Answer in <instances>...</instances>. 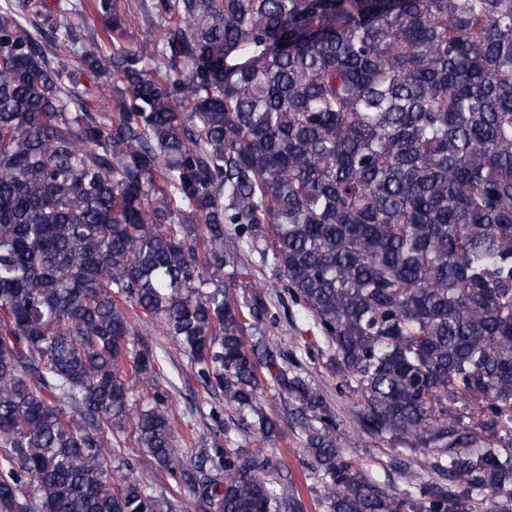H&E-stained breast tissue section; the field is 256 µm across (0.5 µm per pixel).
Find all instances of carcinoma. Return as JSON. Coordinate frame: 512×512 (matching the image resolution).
<instances>
[{"mask_svg": "<svg viewBox=\"0 0 512 512\" xmlns=\"http://www.w3.org/2000/svg\"><path fill=\"white\" fill-rule=\"evenodd\" d=\"M80 9L0 7V512H175L109 474L127 432L187 512H306L259 448L175 454L155 320L265 440L274 387L325 512H512V0H93L82 40ZM245 247L276 279L241 301ZM271 291L406 488L268 345ZM85 1L84 6L82 8V12L76 15H73L72 21L73 26L79 36H84L87 31L96 29L99 34L102 33L103 23L98 20L90 7V3L92 0H78Z\"/></svg>", "mask_w": 512, "mask_h": 512, "instance_id": "carcinoma-1", "label": "carcinoma"}]
</instances>
